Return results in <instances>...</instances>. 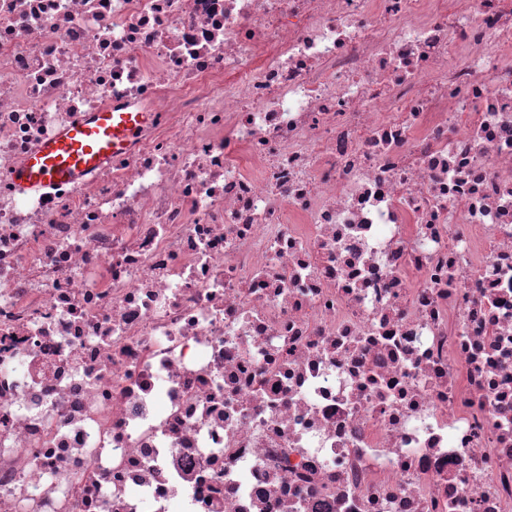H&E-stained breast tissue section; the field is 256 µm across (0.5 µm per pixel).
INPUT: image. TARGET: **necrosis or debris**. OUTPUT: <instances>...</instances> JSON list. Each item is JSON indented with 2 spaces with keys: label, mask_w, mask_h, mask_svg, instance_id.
Listing matches in <instances>:
<instances>
[{
  "label": "necrosis or debris",
  "mask_w": 512,
  "mask_h": 512,
  "mask_svg": "<svg viewBox=\"0 0 512 512\" xmlns=\"http://www.w3.org/2000/svg\"><path fill=\"white\" fill-rule=\"evenodd\" d=\"M0 512H512V0H0ZM159 112L103 108L60 128L28 155L13 175L25 189L77 184L123 155L145 129L160 121Z\"/></svg>",
  "instance_id": "1"
}]
</instances>
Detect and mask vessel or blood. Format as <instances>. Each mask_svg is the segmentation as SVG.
<instances>
[{"instance_id":"obj_1","label":"vessel or blood","mask_w":512,"mask_h":512,"mask_svg":"<svg viewBox=\"0 0 512 512\" xmlns=\"http://www.w3.org/2000/svg\"><path fill=\"white\" fill-rule=\"evenodd\" d=\"M160 118L157 112L111 107L87 113L45 139L13 179L25 189L79 183L123 155L138 135Z\"/></svg>"}]
</instances>
